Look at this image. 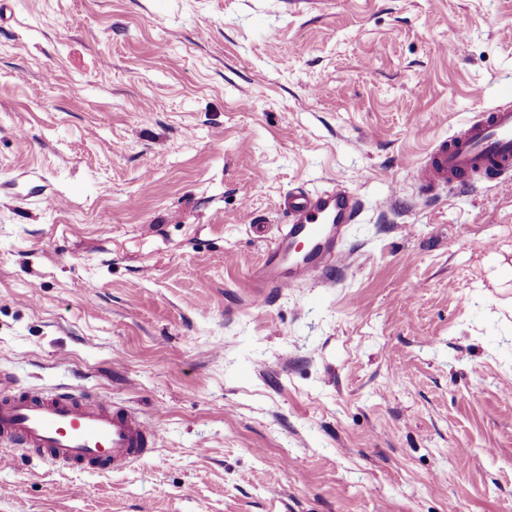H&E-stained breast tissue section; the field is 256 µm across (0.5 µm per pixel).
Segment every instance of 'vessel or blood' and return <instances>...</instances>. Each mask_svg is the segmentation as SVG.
I'll return each instance as SVG.
<instances>
[{
  "label": "vessel or blood",
  "mask_w": 512,
  "mask_h": 512,
  "mask_svg": "<svg viewBox=\"0 0 512 512\" xmlns=\"http://www.w3.org/2000/svg\"><path fill=\"white\" fill-rule=\"evenodd\" d=\"M492 175L512 185V101L476 113L447 138L431 143L414 181L428 193L471 176ZM285 224L251 274V302L266 306L276 295L329 280L350 256L340 247L362 212L360 197L339 184L322 191L296 188L284 197ZM0 373V445L52 464L87 471H119L153 451L157 433L140 416L113 406L73 383L58 390L11 392Z\"/></svg>",
  "instance_id": "b4317fda"
}]
</instances>
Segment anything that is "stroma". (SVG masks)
I'll use <instances>...</instances> for the list:
<instances>
[{
    "mask_svg": "<svg viewBox=\"0 0 512 512\" xmlns=\"http://www.w3.org/2000/svg\"><path fill=\"white\" fill-rule=\"evenodd\" d=\"M509 94L512 0H0V371L158 433L0 512H512V187L411 182ZM339 183L349 266L253 306Z\"/></svg>",
    "mask_w": 512,
    "mask_h": 512,
    "instance_id": "1",
    "label": "stroma"
}]
</instances>
